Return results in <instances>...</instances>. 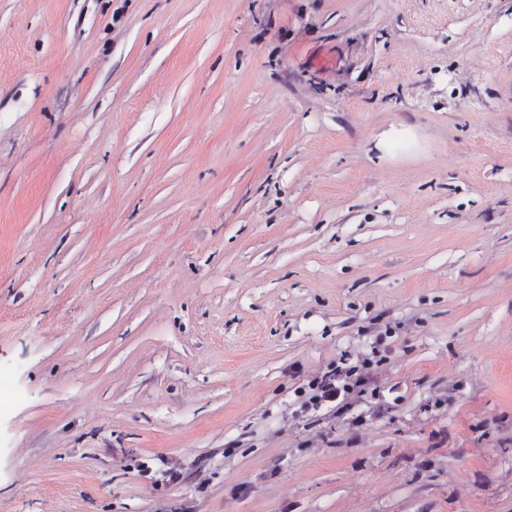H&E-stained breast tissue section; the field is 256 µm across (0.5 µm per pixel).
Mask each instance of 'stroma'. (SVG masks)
Returning a JSON list of instances; mask_svg holds the SVG:
<instances>
[{
	"instance_id": "stroma-1",
	"label": "stroma",
	"mask_w": 512,
	"mask_h": 512,
	"mask_svg": "<svg viewBox=\"0 0 512 512\" xmlns=\"http://www.w3.org/2000/svg\"><path fill=\"white\" fill-rule=\"evenodd\" d=\"M0 512H512V0H0ZM387 332L388 330L384 336H376L371 352L361 360L358 359L355 364H350L348 359L340 358L335 366L309 380L307 387H298V392L304 398L300 406L302 412L343 408L350 405L349 400L353 397L366 396L369 391L372 397L380 399V390H377V387L371 388L369 370L383 359L380 347L384 348V352L387 351V347L384 346L386 338L389 337ZM375 357H379V360H374Z\"/></svg>"
}]
</instances>
